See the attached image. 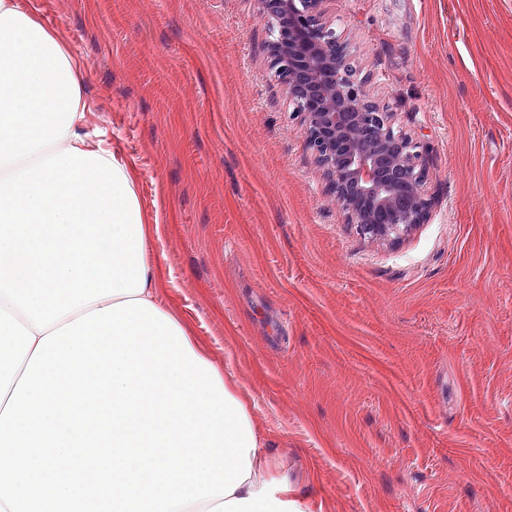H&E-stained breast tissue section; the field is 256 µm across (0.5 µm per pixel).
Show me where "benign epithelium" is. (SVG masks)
Masks as SVG:
<instances>
[{
    "instance_id": "7a95c632",
    "label": "benign epithelium",
    "mask_w": 512,
    "mask_h": 512,
    "mask_svg": "<svg viewBox=\"0 0 512 512\" xmlns=\"http://www.w3.org/2000/svg\"><path fill=\"white\" fill-rule=\"evenodd\" d=\"M272 39L270 66L286 87L337 202L359 233L396 243L429 215L424 146L395 127L353 74L330 0H258Z\"/></svg>"
}]
</instances>
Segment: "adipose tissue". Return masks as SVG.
<instances>
[{
  "label": "adipose tissue",
  "instance_id": "1",
  "mask_svg": "<svg viewBox=\"0 0 512 512\" xmlns=\"http://www.w3.org/2000/svg\"><path fill=\"white\" fill-rule=\"evenodd\" d=\"M71 51L19 0H0V410L41 338L124 300L158 304L134 179L85 129ZM226 498L184 512H309L264 443Z\"/></svg>",
  "mask_w": 512,
  "mask_h": 512
}]
</instances>
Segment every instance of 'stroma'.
<instances>
[{
  "mask_svg": "<svg viewBox=\"0 0 512 512\" xmlns=\"http://www.w3.org/2000/svg\"><path fill=\"white\" fill-rule=\"evenodd\" d=\"M132 172L161 303L252 396L313 512H512V0H336L426 145L425 224H349L257 0H21Z\"/></svg>",
  "mask_w": 512,
  "mask_h": 512,
  "instance_id": "stroma-1",
  "label": "stroma"
}]
</instances>
